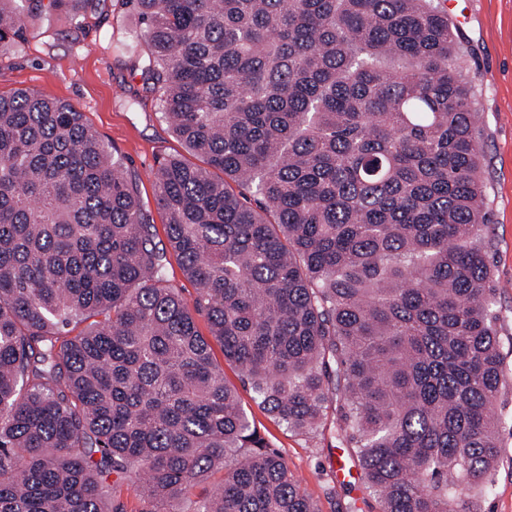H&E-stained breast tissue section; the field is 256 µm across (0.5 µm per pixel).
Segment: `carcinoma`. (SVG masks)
Instances as JSON below:
<instances>
[{
    "mask_svg": "<svg viewBox=\"0 0 512 512\" xmlns=\"http://www.w3.org/2000/svg\"><path fill=\"white\" fill-rule=\"evenodd\" d=\"M0 0V43L24 35ZM169 247L67 101L0 94V512H316L194 314L289 430L332 422L380 512H470L502 385L474 94L446 0H125ZM176 256L196 297L170 283ZM87 326L76 336L71 323ZM114 483L119 485L117 491L120 492L127 512H139L143 505V487L138 476L131 474L127 477L118 478L112 474L107 480V486L105 487V492L109 498H112V485Z\"/></svg>",
    "mask_w": 512,
    "mask_h": 512,
    "instance_id": "obj_1",
    "label": "carcinoma"
}]
</instances>
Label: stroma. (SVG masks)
Returning <instances> with one entry per match:
<instances>
[{
    "mask_svg": "<svg viewBox=\"0 0 512 512\" xmlns=\"http://www.w3.org/2000/svg\"><path fill=\"white\" fill-rule=\"evenodd\" d=\"M455 26L465 54V75L479 112L489 233L485 240L498 286L494 301L503 385L494 405L500 455L487 484L462 488L471 512H512V0H468ZM136 13L122 0H43L39 16L26 22L23 39L0 45V93L38 90L71 102L102 141L122 158L138 186L140 205L166 240V217L154 197L153 171L183 147L161 116L133 55L146 49ZM212 356L224 371L252 423L281 455L318 512H378L369 488L336 475L345 443L334 425L315 433L289 431L253 399L238 367L220 343Z\"/></svg>",
    "mask_w": 512,
    "mask_h": 512,
    "instance_id": "1",
    "label": "stroma"
}]
</instances>
